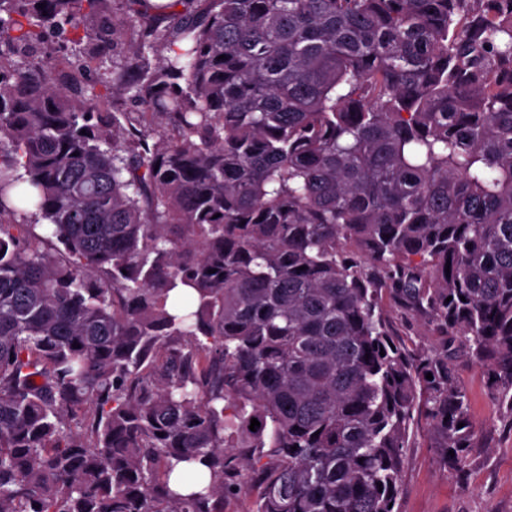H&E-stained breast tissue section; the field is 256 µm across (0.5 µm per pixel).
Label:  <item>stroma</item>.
I'll return each instance as SVG.
<instances>
[{
  "label": "stroma",
  "instance_id": "stroma-1",
  "mask_svg": "<svg viewBox=\"0 0 512 512\" xmlns=\"http://www.w3.org/2000/svg\"><path fill=\"white\" fill-rule=\"evenodd\" d=\"M384 315L410 347L431 352L437 339L427 322L392 301ZM474 426L463 470L444 464L440 440L426 422L411 427L402 472V512H512V427L503 420L481 368L466 355L455 360Z\"/></svg>",
  "mask_w": 512,
  "mask_h": 512
}]
</instances>
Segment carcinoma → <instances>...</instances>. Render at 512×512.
I'll return each mask as SVG.
<instances>
[{
	"label": "carcinoma",
	"instance_id": "cac0c4a2",
	"mask_svg": "<svg viewBox=\"0 0 512 512\" xmlns=\"http://www.w3.org/2000/svg\"><path fill=\"white\" fill-rule=\"evenodd\" d=\"M457 336L512 427V0H0V512H400ZM384 316L402 335L410 348L432 352L437 347L436 336L423 318L407 313L389 299L384 300Z\"/></svg>",
	"mask_w": 512,
	"mask_h": 512
}]
</instances>
